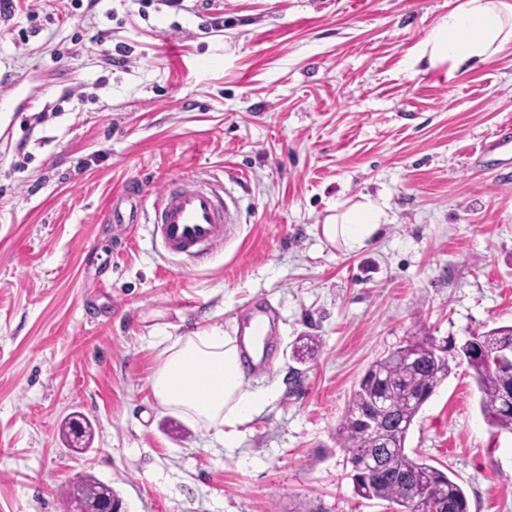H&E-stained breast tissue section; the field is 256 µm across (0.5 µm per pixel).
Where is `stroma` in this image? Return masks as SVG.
<instances>
[{"label":"stroma","mask_w":512,"mask_h":512,"mask_svg":"<svg viewBox=\"0 0 512 512\" xmlns=\"http://www.w3.org/2000/svg\"><path fill=\"white\" fill-rule=\"evenodd\" d=\"M455 4L20 0L0 15V512H65L87 474L124 512H402L353 493L336 442L353 389L410 337L512 325V146L478 152L512 129V49L451 79L410 65ZM100 30L127 66L87 51ZM202 174L239 222L199 262L147 222L104 221L129 183L147 215L170 179ZM365 196L387 206L382 234L327 242L337 205ZM258 305L274 333L246 377L275 396L227 448L151 380L169 337L237 335ZM303 336L317 350L300 362ZM76 414L82 454L61 434ZM406 446L469 512H512V434L485 422L466 365Z\"/></svg>","instance_id":"stroma-1"}]
</instances>
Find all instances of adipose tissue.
I'll return each instance as SVG.
<instances>
[{"label": "adipose tissue", "mask_w": 512, "mask_h": 512, "mask_svg": "<svg viewBox=\"0 0 512 512\" xmlns=\"http://www.w3.org/2000/svg\"><path fill=\"white\" fill-rule=\"evenodd\" d=\"M511 46L512 0H459L418 43L414 60L451 78L490 63ZM389 221L385 208L367 198L329 217L322 233L328 242L358 251ZM152 384L163 408L207 423L228 448L270 397L247 381L236 339L216 328L176 337L164 349Z\"/></svg>", "instance_id": "1"}]
</instances>
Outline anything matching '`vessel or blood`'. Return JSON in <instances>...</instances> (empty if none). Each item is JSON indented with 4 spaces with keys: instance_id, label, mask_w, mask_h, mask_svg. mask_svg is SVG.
<instances>
[{
    "instance_id": "b4317fda",
    "label": "vessel or blood",
    "mask_w": 512,
    "mask_h": 512,
    "mask_svg": "<svg viewBox=\"0 0 512 512\" xmlns=\"http://www.w3.org/2000/svg\"><path fill=\"white\" fill-rule=\"evenodd\" d=\"M235 212L234 198L221 194L219 186L182 177L160 194L152 224L168 253L194 258L223 244Z\"/></svg>"
}]
</instances>
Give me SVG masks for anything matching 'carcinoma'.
<instances>
[{"mask_svg": "<svg viewBox=\"0 0 512 512\" xmlns=\"http://www.w3.org/2000/svg\"><path fill=\"white\" fill-rule=\"evenodd\" d=\"M478 345L501 355L488 367L469 344L441 345L433 336H413L364 374L339 424L336 440L347 451L370 448L381 457L378 477L365 481L351 475L354 494L384 500L404 512H429L441 504L444 512H468L463 487L445 471L406 453V438L424 404L451 373L448 353L466 362L480 394L479 407L487 424L512 432V326L473 336ZM79 494L68 492L65 507H85L107 484L92 475L80 478Z\"/></svg>", "mask_w": 512, "mask_h": 512, "instance_id": "obj_1", "label": "carcinoma"}]
</instances>
